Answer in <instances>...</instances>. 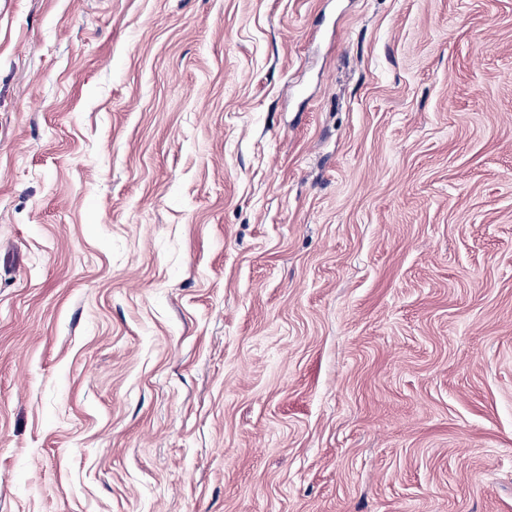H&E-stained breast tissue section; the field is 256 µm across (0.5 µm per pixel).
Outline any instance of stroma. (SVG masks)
Returning <instances> with one entry per match:
<instances>
[{
  "label": "stroma",
  "mask_w": 512,
  "mask_h": 512,
  "mask_svg": "<svg viewBox=\"0 0 512 512\" xmlns=\"http://www.w3.org/2000/svg\"><path fill=\"white\" fill-rule=\"evenodd\" d=\"M0 512H512V0H0Z\"/></svg>",
  "instance_id": "35a3bbf8"
}]
</instances>
